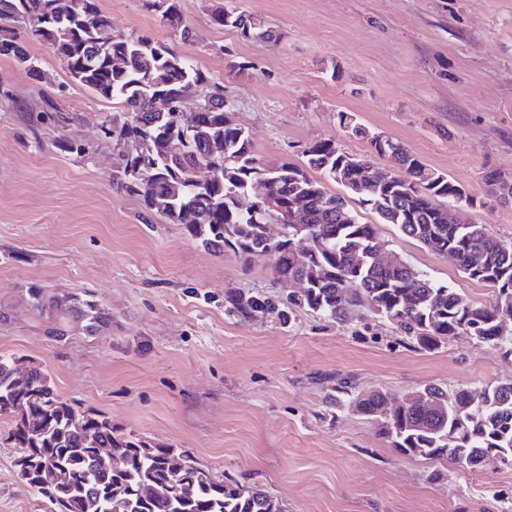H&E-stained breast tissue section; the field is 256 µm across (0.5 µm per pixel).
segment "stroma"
<instances>
[{
    "instance_id": "obj_1",
    "label": "stroma",
    "mask_w": 512,
    "mask_h": 512,
    "mask_svg": "<svg viewBox=\"0 0 512 512\" xmlns=\"http://www.w3.org/2000/svg\"><path fill=\"white\" fill-rule=\"evenodd\" d=\"M224 0H180L194 42L175 37L141 0H99L113 33L175 47L223 82L232 117L267 160L301 163L333 139L363 155L337 115L402 142L479 204L468 220L512 239V205L485 207L482 173L512 177V0H236L281 40H242L213 25ZM249 69L229 72L225 50ZM33 76L0 56V355L40 366L56 392L108 417L121 433L186 449L217 478L259 486L286 512H512V458L476 470L393 448L376 424L327 404L338 378L403 398L427 384L456 390L512 380V360L462 337L414 348L362 311L344 324L299 310L287 325L224 309L227 291L282 293L272 260L214 254L184 225L152 217L112 175L121 152L100 130L118 101L76 86L45 43ZM74 114L60 127L44 103ZM82 144L69 153L66 142ZM362 222L378 224L369 209ZM389 247L473 302L493 288L451 258L378 224ZM78 296L112 315L87 333L29 290ZM66 323L63 341L52 338ZM0 416V512H53L28 487Z\"/></svg>"
}]
</instances>
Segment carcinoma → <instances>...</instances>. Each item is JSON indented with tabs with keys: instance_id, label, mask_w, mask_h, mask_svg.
<instances>
[{
	"instance_id": "carcinoma-1",
	"label": "carcinoma",
	"mask_w": 512,
	"mask_h": 512,
	"mask_svg": "<svg viewBox=\"0 0 512 512\" xmlns=\"http://www.w3.org/2000/svg\"><path fill=\"white\" fill-rule=\"evenodd\" d=\"M54 2L0 0V55L38 71L26 48V38L35 37L51 45L76 85L121 103L124 117L103 121L101 131L106 138L137 144L140 151L123 153L114 184L141 197L149 214L184 225L210 252H271L283 284L322 268V276L309 287L283 299L226 292L228 313L286 324L294 309L307 308L342 323L364 309L390 321L421 350L430 352L466 336L512 356V330H507L512 323V241L489 235L483 224L448 221V209L486 202L391 137L378 139L348 112L338 113L339 125L346 134L367 140L369 154H350L326 139L307 146L300 165L266 161L247 131L224 112L223 83L165 43L112 34L98 0H78L79 8L65 15ZM142 6L176 30L181 41H194L195 31L182 23L179 0H142ZM29 18L40 20V26L28 27ZM251 19L234 0H225L224 8L211 16L213 24L236 30L243 40L278 44L280 36L265 23L248 32ZM192 93L201 97L202 111L185 137L175 113L156 111L154 99L165 94L185 103ZM377 157L386 161V181L359 173L376 167ZM199 165L213 170L206 184L196 181ZM260 177L270 180L283 203L302 206V229L271 224L255 208L240 205L239 198ZM327 180L343 193L329 192ZM483 181L489 198L512 201L511 177L487 169ZM351 200L429 250L453 253L462 273L494 288V297L473 303L409 263L379 265L376 252L389 241L380 236L378 225L360 222L349 207ZM29 296L34 311L61 309L83 322L90 334L112 321L92 300L60 301L41 288L29 289ZM330 405L374 420L394 447L411 456L447 459L470 470L488 458L512 456V381L452 392L426 386L414 398L397 400L383 391L362 392L342 378ZM0 415L10 417L9 438L20 449L22 479L55 512H284L269 492L212 476L188 451L118 432L106 416L62 399L40 368L30 367L21 376L15 361L3 355ZM102 448L112 449V455L103 457Z\"/></svg>"
}]
</instances>
